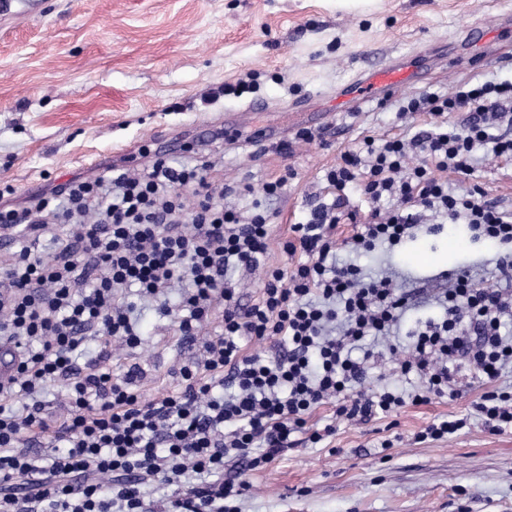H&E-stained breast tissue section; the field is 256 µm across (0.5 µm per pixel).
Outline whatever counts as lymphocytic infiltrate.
<instances>
[{
  "mask_svg": "<svg viewBox=\"0 0 512 512\" xmlns=\"http://www.w3.org/2000/svg\"><path fill=\"white\" fill-rule=\"evenodd\" d=\"M466 112L457 128L448 116ZM425 114L431 127L412 137L365 136L326 174L331 202L314 204L291 225L285 251L293 270L261 267L272 236L260 205L241 216L224 203L206 164L172 166L154 157L138 177L116 169L75 180L17 210L0 205V228L15 245L0 257V341L20 355L0 384V512H236L245 480L224 477L233 460L253 471L298 444H319L333 426L310 424L334 403L337 418L366 421L429 395L461 396L474 380L490 383L475 404L493 433L512 431V385L497 386L512 368V294L497 282L449 272L433 314L408 319L412 304L389 276L337 258L394 248L412 238L424 217L467 224L497 248V269L512 276V209L471 189L457 192L445 173L469 174L471 153L488 145L512 158V82L460 86L451 96L427 92L406 99L400 117ZM368 209L347 210L349 192ZM351 226L336 239L337 224ZM73 225L52 259L38 247ZM261 271L257 299L243 302L234 270ZM187 286L179 307L163 294ZM156 301L178 331L195 335L212 317L221 331L180 390L151 400L133 375L80 368L86 338L101 345L140 343L128 289ZM407 330L411 344L395 341ZM274 339L275 354L245 353L243 340ZM416 375L420 390L390 387L356 392L368 365ZM65 384L67 414L50 428L35 396ZM32 398L15 411L16 397ZM49 436L52 454L30 444ZM157 477L172 495L150 508L141 487Z\"/></svg>",
  "mask_w": 512,
  "mask_h": 512,
  "instance_id": "f902f5d3",
  "label": "lymphocytic infiltrate"
}]
</instances>
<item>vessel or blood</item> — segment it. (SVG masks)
<instances>
[{
	"instance_id": "obj_1",
	"label": "vessel or blood",
	"mask_w": 512,
	"mask_h": 512,
	"mask_svg": "<svg viewBox=\"0 0 512 512\" xmlns=\"http://www.w3.org/2000/svg\"><path fill=\"white\" fill-rule=\"evenodd\" d=\"M499 32L486 21L475 20L470 27L473 47L483 48L497 42ZM419 80V68L413 62L383 63L364 71L355 80L338 90L330 99L329 109L333 112H350L367 101L379 99L391 89L416 84Z\"/></svg>"
}]
</instances>
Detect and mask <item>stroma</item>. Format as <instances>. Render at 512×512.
Here are the masks:
<instances>
[{"label":"stroma","instance_id":"stroma-1","mask_svg":"<svg viewBox=\"0 0 512 512\" xmlns=\"http://www.w3.org/2000/svg\"><path fill=\"white\" fill-rule=\"evenodd\" d=\"M478 13L512 44V0H10L0 10V201L21 208L49 185L106 167L142 171L145 145L175 166L211 162L209 179L230 186L225 202L244 214L252 198L237 185L257 189L285 174L287 190L267 203L273 233L263 264L291 266L283 251L289 227L326 196L325 173L341 153L366 135H414L426 119H397L407 97L510 80L512 57L479 65L459 48L447 66L424 69L417 85L385 103L322 124L307 125L296 104L321 111L363 70L452 40ZM238 83L246 92L224 93ZM258 128L308 129L314 139L293 141L284 155L279 140L253 138ZM472 165L471 175L449 174V184L480 186L486 198L511 206L512 163L481 147ZM456 234L460 244L446 252ZM414 247L447 253L448 262H416ZM496 259L467 227L447 224L373 252L370 263L393 271L418 312L431 313L444 273L466 269L489 279ZM139 310L138 347L106 351L91 339L78 364L117 377L135 370L139 392L154 399L181 387L182 367L200 361L220 327L214 321L184 336L154 305ZM482 392L476 382L463 397L434 396L366 422L334 419L333 405H323L313 420L334 424V435L246 473L241 512H512V431L493 434L476 420L456 437L414 440L437 417L471 413Z\"/></svg>","mask_w":512,"mask_h":512}]
</instances>
